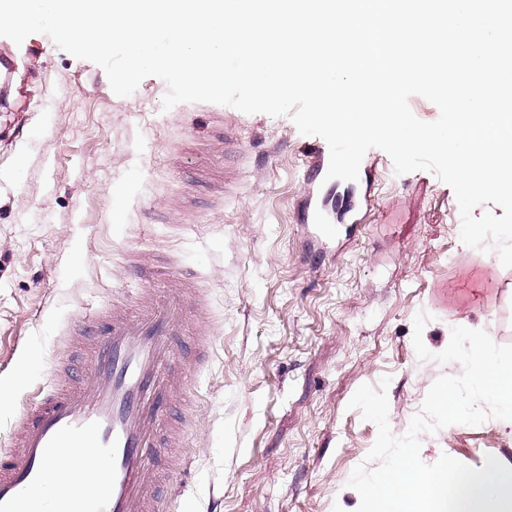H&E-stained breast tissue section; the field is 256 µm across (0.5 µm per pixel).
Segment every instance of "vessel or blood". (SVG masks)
Wrapping results in <instances>:
<instances>
[{
	"label": "vessel or blood",
	"instance_id": "b4317fda",
	"mask_svg": "<svg viewBox=\"0 0 512 512\" xmlns=\"http://www.w3.org/2000/svg\"><path fill=\"white\" fill-rule=\"evenodd\" d=\"M367 206L352 203L337 216L314 205L305 220L322 244L337 234L338 223L364 222ZM132 269L148 289L165 279L166 300L141 301L130 314L116 305L101 318L76 321L75 335L92 346L89 364L19 412L12 446L0 456V512H32L33 493L50 482L49 462L66 448L91 449L76 472L101 463L105 476L91 487L77 480L57 491L53 512H162L156 437L163 422L178 418L181 386L171 371V339L191 337L200 366L214 327L193 278L139 263Z\"/></svg>",
	"mask_w": 512,
	"mask_h": 512
}]
</instances>
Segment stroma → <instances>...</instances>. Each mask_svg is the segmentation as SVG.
I'll use <instances>...</instances> for the list:
<instances>
[{
	"label": "stroma",
	"mask_w": 512,
	"mask_h": 512,
	"mask_svg": "<svg viewBox=\"0 0 512 512\" xmlns=\"http://www.w3.org/2000/svg\"><path fill=\"white\" fill-rule=\"evenodd\" d=\"M22 140L0 149V449L17 412L82 363L76 317L133 303L128 269H194L214 325L207 362L186 372V432L171 469L181 486L165 512H357L349 487L377 428L349 409L355 391L390 377L389 423L403 435L433 381L457 363L442 352L459 318L512 344V268L463 248L450 186L427 171L396 174L370 149L358 181L309 182L326 141L290 118L205 103L162 111L156 76L117 96L103 68L49 42ZM369 193L364 223L323 253L307 248L309 203ZM512 466V436L491 422L421 438L420 457Z\"/></svg>",
	"instance_id": "obj_1"
}]
</instances>
